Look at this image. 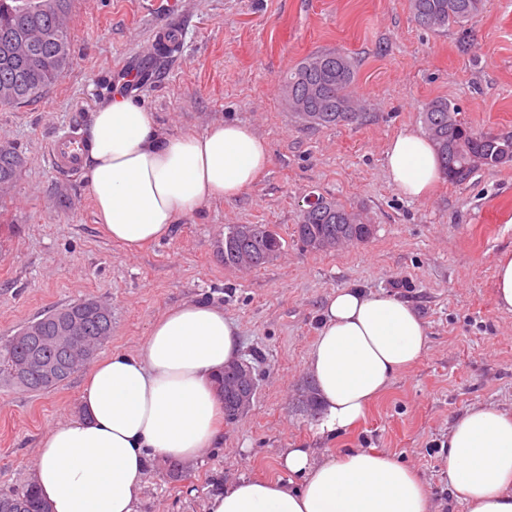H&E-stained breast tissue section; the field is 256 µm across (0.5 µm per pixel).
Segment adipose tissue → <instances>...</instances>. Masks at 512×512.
<instances>
[{
	"label": "adipose tissue",
	"mask_w": 512,
	"mask_h": 512,
	"mask_svg": "<svg viewBox=\"0 0 512 512\" xmlns=\"http://www.w3.org/2000/svg\"><path fill=\"white\" fill-rule=\"evenodd\" d=\"M270 162L267 141L250 126L167 135L153 112L120 96L92 113L86 132L84 166L101 227L131 254L168 238L204 203L238 197ZM385 169L413 199L441 176L431 142L410 127L390 141ZM426 346L425 320L399 296L360 287L330 294L305 362L322 410L318 436L360 422ZM240 349L223 308L190 300L154 319L138 352L97 360L77 413L38 443L30 482L50 512H139L153 459L200 460L223 443L217 380ZM446 448L451 494L464 512H512V410L471 406L452 422ZM280 463L288 479L239 476L207 512H431L419 473L383 450L289 448Z\"/></svg>",
	"instance_id": "1"
}]
</instances>
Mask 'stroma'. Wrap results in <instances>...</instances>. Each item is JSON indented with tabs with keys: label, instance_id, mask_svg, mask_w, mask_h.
Segmentation results:
<instances>
[{
	"label": "stroma",
	"instance_id": "35a3bbf8",
	"mask_svg": "<svg viewBox=\"0 0 512 512\" xmlns=\"http://www.w3.org/2000/svg\"><path fill=\"white\" fill-rule=\"evenodd\" d=\"M161 29L177 31L181 47L134 100L167 134L246 124L272 162L239 197L205 203L168 239L130 254L99 227L86 175L61 176L48 147L63 131H86L111 98V77L149 61ZM67 31L63 78L36 100L0 105V144L22 159L0 188V344L44 311L92 297L112 307L102 354L132 352L167 309L219 304L240 328L257 393L209 456L175 476L167 460L152 461L141 512H205L230 479L282 476L280 452L300 446L390 451L421 474L432 512H463L443 451L449 425L476 403L512 408V314L495 304L496 260L512 251V162L410 199L387 180L385 152L399 131L422 129L419 113L437 98L479 131L512 132V0H486L465 27L439 31L415 24L409 0H71ZM336 49L358 62L363 115L305 123L284 105V78ZM311 195L361 214L371 238L307 249L295 228ZM234 224L269 225L280 256L244 274L225 266L219 243ZM351 286L407 299L427 324V348L361 422L324 439L306 407L305 361L326 297ZM82 381L78 372L30 392L0 378V493L28 483L41 436L76 412Z\"/></svg>",
	"mask_w": 512,
	"mask_h": 512
}]
</instances>
